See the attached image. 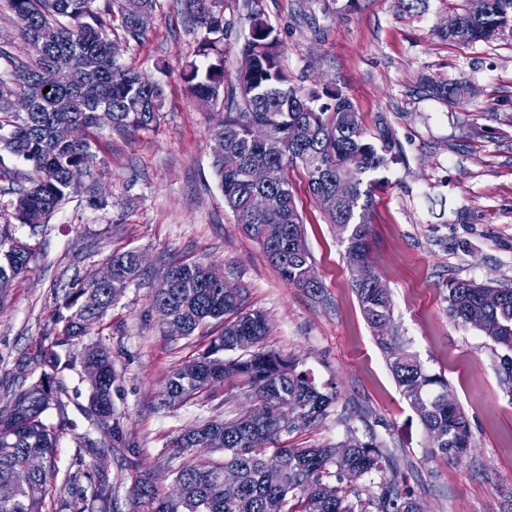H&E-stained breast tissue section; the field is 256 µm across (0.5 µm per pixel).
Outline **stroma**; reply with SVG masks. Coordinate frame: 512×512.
Listing matches in <instances>:
<instances>
[{"mask_svg": "<svg viewBox=\"0 0 512 512\" xmlns=\"http://www.w3.org/2000/svg\"><path fill=\"white\" fill-rule=\"evenodd\" d=\"M160 8L141 42L112 25L118 61L161 74L166 84L156 127L119 137L94 129L95 158L78 187L38 228L15 225L38 253L0 301V407L40 375L25 365L60 327L66 295L102 270L116 252L138 251L145 276L116 301L84 341L112 352L114 417L125 448L82 452L76 435L55 455L45 512H57L63 478L75 461L112 480L114 512H134L133 490L150 474L159 494L174 489L184 462L172 447L184 430L211 418L233 419L252 404L246 388L216 384L175 409L160 405L168 375L208 341L171 337L151 296L161 273L201 257L223 263L248 308L270 320L268 348L298 358L338 399L318 426L283 435L285 446L340 440L346 425L374 433L397 459L427 512H512V391L482 332L453 323L443 300L451 278L512 285V32L489 42H449L436 27L465 0H262L283 45L282 65L305 87L339 90L368 131L388 124L396 146L374 184L370 260L393 300L394 321L424 367L447 378L466 411L473 446L461 462L433 453L416 414L402 399L361 315L333 225L311 195L302 168L293 182L319 295L288 285L257 243L239 229L212 167L211 112L186 90L182 69L197 57V34L181 0ZM224 71L235 80L248 34L245 0H224ZM464 86L455 103L427 95L424 77Z\"/></svg>", "mask_w": 512, "mask_h": 512, "instance_id": "stroma-1", "label": "stroma"}]
</instances>
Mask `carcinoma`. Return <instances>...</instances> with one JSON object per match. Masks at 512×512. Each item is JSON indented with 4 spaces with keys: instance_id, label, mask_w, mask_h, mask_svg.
<instances>
[{
    "instance_id": "cac0c4a2",
    "label": "carcinoma",
    "mask_w": 512,
    "mask_h": 512,
    "mask_svg": "<svg viewBox=\"0 0 512 512\" xmlns=\"http://www.w3.org/2000/svg\"><path fill=\"white\" fill-rule=\"evenodd\" d=\"M198 30L199 55L215 56L201 69L189 63L182 77L187 91L216 113L212 135L213 168L224 201L236 223L263 250L282 278L296 288L317 295L322 284L311 285L306 268L311 254L298 209L290 170L300 165L308 177L311 193L328 223L350 256L369 266L362 283L352 282L365 320L375 331L380 349L394 376L401 396L421 421L433 451L458 461L471 448L468 416L457 400H448V380L429 372L404 346L393 319L388 288L370 268L369 211L374 186L365 181L368 172L383 166L393 138L385 122L372 135L351 102L325 87L322 91L291 84L282 63V49L275 28L268 23L261 0L247 6L249 27L255 35L241 48V64L235 82L224 75V0H183ZM16 17L27 46L23 57L0 49L3 73L13 93L31 100L32 110L12 111L0 96V162L9 155L25 163L31 174L13 190L11 215L20 224H43L75 188L69 172L88 167L94 154L86 140L65 142L55 129L73 124L85 129L100 126L98 115L111 111L110 130L126 136L157 124L162 116L165 89L160 81L120 65L112 58L107 20L117 19L125 35L140 40L144 31L137 16L158 9V0H6ZM455 30L437 29L448 41H487L498 33L512 31V0H467L458 14ZM54 32L45 42L41 33ZM99 55L97 69L84 67V57ZM59 67L58 81L44 91L39 72ZM424 91L443 102H454L461 88L437 77L423 81ZM265 127L285 142V153L266 157L252 139V130ZM381 147H376V144ZM242 157L236 173L224 172V151ZM268 167L270 177L252 184L247 170ZM348 189L354 205L332 203ZM272 195L280 199L273 210H256L251 199ZM281 226L275 241L263 239L266 225ZM36 257L34 246L17 239L12 224H0V299L12 282L27 271ZM112 282L101 287L95 277L65 301L69 314L63 318V337L43 347L36 363L43 367L39 379L12 394L0 409V512H42L49 490V475L63 435L78 429L67 418L63 401L54 388L55 374L80 360L83 369L98 372L89 405L82 412L87 420L97 417L107 425L115 441L122 442L118 422L112 420V386L117 376L112 356L103 347H86L78 354H61L58 348L73 345L88 334L112 308L125 290L142 276L137 252L112 254ZM220 268L205 258L176 263L167 268L154 288L152 303L162 322L176 320L189 337L205 326H220L218 336L197 358L173 370L166 380V396L187 403L219 383L239 379L252 391L257 409L250 415L214 419L187 430L173 442L178 454L199 456L219 451V461H188L175 472L179 486L176 498L160 496L149 476H143L134 491L135 503L148 512H425L397 465L385 453V444L369 433L346 426L345 439L321 448L278 446L284 434L279 416L289 411L288 432L321 424L338 395L333 387L320 386L300 368V362L264 346L270 327L265 312L245 308L243 296L224 297L218 283ZM445 296L449 318L481 331L499 353L498 374L512 390V286L452 279ZM250 336L253 346L240 350L239 337ZM225 352L238 356L224 358ZM56 410L58 421L50 419ZM281 459L283 476L276 485L266 482L264 462L268 455ZM240 476V491L224 499V469ZM99 512H112V484L101 480L94 487Z\"/></svg>"
}]
</instances>
